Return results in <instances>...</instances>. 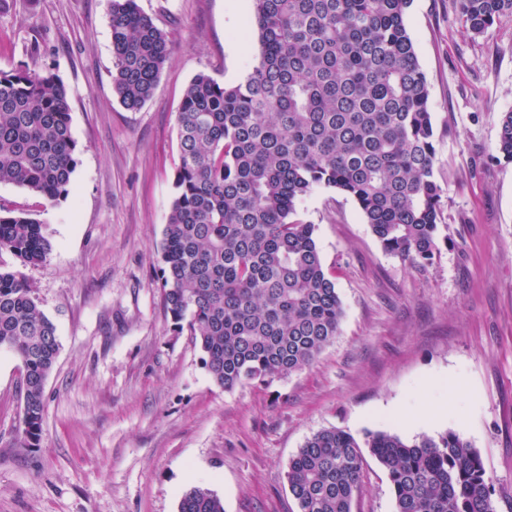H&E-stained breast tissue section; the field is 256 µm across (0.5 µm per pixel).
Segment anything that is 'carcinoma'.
I'll return each instance as SVG.
<instances>
[{
    "label": "carcinoma",
    "instance_id": "1",
    "mask_svg": "<svg viewBox=\"0 0 512 512\" xmlns=\"http://www.w3.org/2000/svg\"><path fill=\"white\" fill-rule=\"evenodd\" d=\"M413 0H252L260 52L244 81L205 73L184 91L179 163L164 228L163 299L187 324L211 378L232 389L268 384L315 361L344 316L315 225L295 219L314 187L353 199L385 252L425 267L439 251L442 188L434 176L429 86L405 23ZM475 34L512 0H457ZM112 86L128 110L153 96L172 41L137 0H110ZM61 79L36 67L0 70V184L57 202L78 164ZM498 154L512 161V112ZM44 225L0 213V254L46 261ZM32 284L0 263V348L23 365L21 439L37 444L44 386L59 350L56 327ZM385 469L396 512H493L479 452L459 433L364 439L342 429L307 438L288 462L298 512H352L363 449ZM179 512H224L193 487Z\"/></svg>",
    "mask_w": 512,
    "mask_h": 512
}]
</instances>
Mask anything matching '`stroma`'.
Wrapping results in <instances>:
<instances>
[{
  "label": "stroma",
  "instance_id": "35a3bbf8",
  "mask_svg": "<svg viewBox=\"0 0 512 512\" xmlns=\"http://www.w3.org/2000/svg\"><path fill=\"white\" fill-rule=\"evenodd\" d=\"M173 43L153 97L112 87L110 0H8L0 69H50L80 153L66 199L0 184V207L45 226L44 264L21 268L59 354L37 446L20 444L22 363L0 348V512H178L192 487L224 512H297L286 471L315 432L408 440L453 430L480 453L494 512H512V162L496 160L512 111V13L483 33L456 0H413L406 25L430 90L443 242L420 268L386 253L357 204L315 187L314 225L344 316L310 368L217 385L162 299L161 244L178 163L176 115L199 73L231 86L259 57L251 0H138ZM354 512H395L367 457Z\"/></svg>",
  "mask_w": 512,
  "mask_h": 512
}]
</instances>
